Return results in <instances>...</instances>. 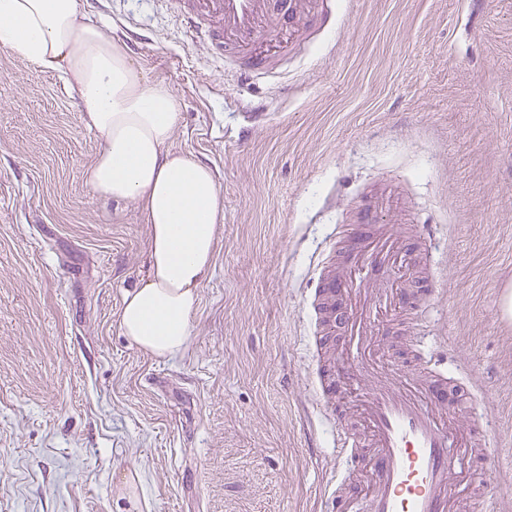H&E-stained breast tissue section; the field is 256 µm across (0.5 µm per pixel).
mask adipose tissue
Wrapping results in <instances>:
<instances>
[{"label": "adipose tissue", "mask_w": 512, "mask_h": 512, "mask_svg": "<svg viewBox=\"0 0 512 512\" xmlns=\"http://www.w3.org/2000/svg\"><path fill=\"white\" fill-rule=\"evenodd\" d=\"M0 48L68 75L83 127L101 138L86 185L136 203L147 225L149 272L124 296L120 332L154 358L183 355L213 271L224 198L210 166L170 147L176 98L147 80L125 43L86 18L81 0H0Z\"/></svg>", "instance_id": "ef3b65f1"}]
</instances>
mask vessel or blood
Masks as SVG:
<instances>
[{"label":"vessel or blood","instance_id":"1","mask_svg":"<svg viewBox=\"0 0 512 512\" xmlns=\"http://www.w3.org/2000/svg\"><path fill=\"white\" fill-rule=\"evenodd\" d=\"M176 19L214 58L237 61L238 78L250 80L275 72L290 40L298 37L292 0H176ZM370 220L354 234L360 248L340 274L318 277L314 296L328 325H341L348 348L320 379L322 391L361 388L355 416L363 432L336 423V478L324 490L325 512H356L344 495L345 476L371 466L367 512H457V488L468 478L481 438L479 423L448 409V375L385 370L371 353L373 325L388 308L410 304L404 278L407 238L398 228L367 236ZM394 269L395 283L385 287L371 267Z\"/></svg>","mask_w":512,"mask_h":512}]
</instances>
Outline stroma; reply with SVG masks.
Masks as SVG:
<instances>
[{
    "mask_svg": "<svg viewBox=\"0 0 512 512\" xmlns=\"http://www.w3.org/2000/svg\"><path fill=\"white\" fill-rule=\"evenodd\" d=\"M303 35L279 70L233 86L168 0H103L86 16L180 103L173 149L224 197L212 278L184 356L122 336L147 275L138 206L95 195L99 145L57 70L0 50V512H322L334 423L316 411L313 283L355 246L368 201L397 199L441 301L376 325L392 367L424 337L512 452V0H295ZM269 117L251 127L246 101ZM458 512L512 502L479 460Z\"/></svg>",
    "mask_w": 512,
    "mask_h": 512,
    "instance_id": "stroma-1",
    "label": "stroma"
}]
</instances>
